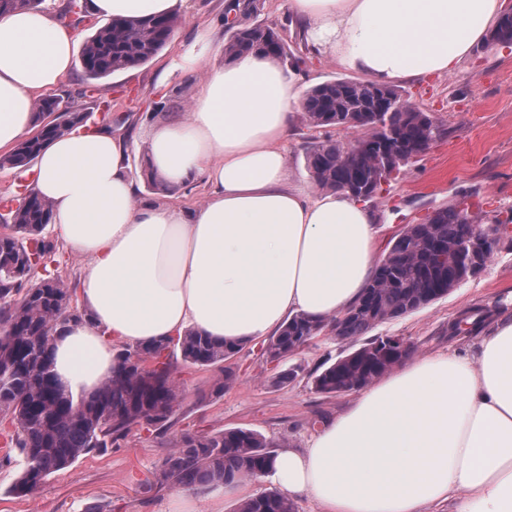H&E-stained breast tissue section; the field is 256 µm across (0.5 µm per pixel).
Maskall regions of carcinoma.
<instances>
[{"mask_svg": "<svg viewBox=\"0 0 512 512\" xmlns=\"http://www.w3.org/2000/svg\"><path fill=\"white\" fill-rule=\"evenodd\" d=\"M263 0H225L224 59L255 53L288 61V49L275 27L258 20ZM235 21L228 23L229 13ZM178 25L175 14L145 19L112 18L95 28L85 40L80 63L86 81L143 66L170 42ZM380 100L394 102L383 120L370 111ZM54 97L38 100L34 132L0 156V167H25L43 146L84 124L86 109L76 107L61 114L53 124L45 114ZM303 112L313 127L353 130L350 150L340 141L311 144L306 167L314 186L342 192L363 202L373 200L382 184L399 173L444 134L433 118L418 109L396 85L370 79L335 78L311 87L303 98ZM52 222V207L36 190L30 202L4 220L11 233L0 237V413L11 417L16 433L8 435L10 460L16 449L23 469L10 492H34L47 476L63 470L80 457L126 437L132 430L165 426L177 405L179 393L173 382V359L196 368L218 370L212 394L220 396L236 382L233 359L243 344L217 341L194 330L149 345H129L115 353L112 376L95 393L75 401L64 393L53 373L56 333L86 314L72 306L73 290L50 267L56 264L57 245L44 235ZM500 219L483 226L476 213L471 221L459 204L435 212L424 224H408L391 239L374 276L356 302L330 321L295 314L266 341V353L286 360L293 337L309 339L326 329L345 341L363 336L376 325L419 311L448 295L471 277L468 266L448 260V244L467 240L476 247L480 267H485L499 241ZM492 244L483 247L486 240ZM40 248L44 274L29 288L28 249ZM407 349L395 356L385 337L363 343L313 377L322 394L340 396L382 377L386 370L411 355ZM275 444L247 428L222 429L209 434H185L167 454L154 474L160 486L200 489L231 487L247 477L266 473L273 465ZM233 512H294L292 502L278 491L245 498Z\"/></svg>", "mask_w": 512, "mask_h": 512, "instance_id": "1", "label": "carcinoma"}]
</instances>
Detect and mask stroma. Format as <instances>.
Segmentation results:
<instances>
[{
  "label": "stroma",
  "instance_id": "35a3bbf8",
  "mask_svg": "<svg viewBox=\"0 0 512 512\" xmlns=\"http://www.w3.org/2000/svg\"><path fill=\"white\" fill-rule=\"evenodd\" d=\"M224 0H189L179 10V23L168 45L149 63L96 80L95 96L112 103L111 114L93 112L88 125L107 127L134 141L127 174L137 186L138 201L176 203L188 209L202 205L204 183L182 189H148L149 132L167 118L186 117L207 68L224 63L212 47H200L201 66L190 74L164 77L163 72L193 43L198 27L208 26L216 43L225 39L221 16ZM263 22L277 25L295 55L306 62L298 70V88H309L334 77H355V70L336 60L313 55L302 36L301 20L288 0H265ZM399 87L420 110L445 130L444 136L385 184L370 202L376 224V258H383L389 242L405 225L427 220L435 210L452 206L462 197L478 202L486 219L512 215V49L478 46L451 74L404 78ZM182 90L181 108H173L171 91ZM338 129L312 128L303 111H296L286 147L290 180L305 190L314 185L306 169L310 143L341 138ZM482 308L488 313L485 329L512 318V230L502 235L486 268L463 282L448 296L420 311L373 328L376 336H400L416 357L470 354L476 335H450L448 325L463 312ZM357 341L322 335L287 361L297 370L292 382L276 386L279 369L263 356L261 342L244 346L235 359L237 380L223 396L209 394L215 373L176 362L173 372L179 390L175 412L164 429L135 430L117 445L83 456L70 467L49 475L27 496L10 487L23 467L21 456L0 465V512H83L90 504L107 512H172L181 491L159 487L151 474L183 434L217 429L249 428L287 447L307 448L323 421L346 410L351 395L318 393L312 378L322 366L357 348Z\"/></svg>",
  "mask_w": 512,
  "mask_h": 512
}]
</instances>
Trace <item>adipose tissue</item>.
<instances>
[{
    "instance_id": "adipose-tissue-1",
    "label": "adipose tissue",
    "mask_w": 512,
    "mask_h": 512,
    "mask_svg": "<svg viewBox=\"0 0 512 512\" xmlns=\"http://www.w3.org/2000/svg\"><path fill=\"white\" fill-rule=\"evenodd\" d=\"M179 0H91L93 13L148 18ZM313 52L387 84L453 72L500 17L499 0H290ZM74 36L47 15H0V152L25 139L35 103L69 70ZM296 75L243 54L211 69L188 116L156 127L150 164L166 183L204 180V205L136 202L129 145L78 130L49 141L36 189L60 239L84 255L89 317L61 331L54 372L73 398L112 373V345L193 329L245 342L290 313L329 320L374 274L365 204L291 184L284 146ZM284 495L324 512H512V320L473 355L406 360L358 390L307 448L278 453Z\"/></svg>"
}]
</instances>
